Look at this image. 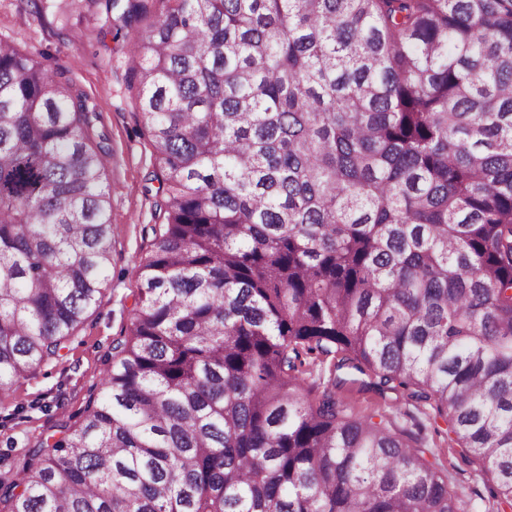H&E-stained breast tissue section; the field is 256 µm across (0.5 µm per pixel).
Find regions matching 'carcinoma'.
<instances>
[{
    "instance_id": "1",
    "label": "carcinoma",
    "mask_w": 512,
    "mask_h": 512,
    "mask_svg": "<svg viewBox=\"0 0 512 512\" xmlns=\"http://www.w3.org/2000/svg\"><path fill=\"white\" fill-rule=\"evenodd\" d=\"M132 45L163 222L83 421L0 512H462L437 464L305 387L345 350L512 506V0H159ZM96 106L0 42V391L112 259Z\"/></svg>"
}]
</instances>
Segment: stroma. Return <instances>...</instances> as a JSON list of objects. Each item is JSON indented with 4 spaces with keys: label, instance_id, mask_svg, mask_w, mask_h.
<instances>
[{
    "label": "stroma",
    "instance_id": "35a3bbf8",
    "mask_svg": "<svg viewBox=\"0 0 512 512\" xmlns=\"http://www.w3.org/2000/svg\"><path fill=\"white\" fill-rule=\"evenodd\" d=\"M146 21L123 23L105 0H0V41L16 45L46 69L61 72L98 109L96 125L110 139L105 186L112 201V265L100 301L75 331L62 357L42 364L0 394V479L11 480L27 452L59 425H78L92 394L112 363V342L128 336L140 282L136 268L149 250L144 226L158 223V163L142 116L128 62V45ZM334 358L320 365L322 375L343 378L336 397L357 415L380 414L411 446L438 459L451 485L469 502V512H485L491 474L462 454L427 402L408 391H379L372 373L335 369Z\"/></svg>",
    "mask_w": 512,
    "mask_h": 512
}]
</instances>
